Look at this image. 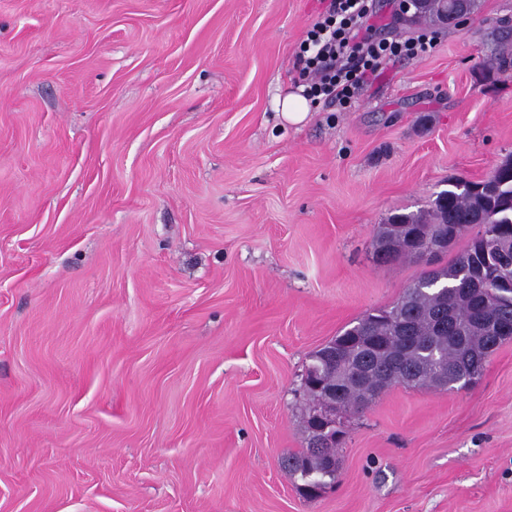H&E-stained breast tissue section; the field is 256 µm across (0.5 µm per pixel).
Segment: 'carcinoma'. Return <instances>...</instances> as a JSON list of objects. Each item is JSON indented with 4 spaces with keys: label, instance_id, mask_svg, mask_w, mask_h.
Wrapping results in <instances>:
<instances>
[{
    "label": "carcinoma",
    "instance_id": "carcinoma-1",
    "mask_svg": "<svg viewBox=\"0 0 512 512\" xmlns=\"http://www.w3.org/2000/svg\"><path fill=\"white\" fill-rule=\"evenodd\" d=\"M427 209L399 214L382 225L376 242L397 240L389 261L409 259L405 241L420 234L419 246L448 234V244L466 238L465 249L444 266L422 272L390 306L372 309L334 336L329 343L340 352L336 363L320 347L308 366L320 381L343 388L341 415L367 408L385 390L401 385L416 390H452L473 383L489 356L512 333V296H504L498 280L512 279V160L497 166L484 184L465 179L448 181ZM492 233L495 262L482 267L480 232ZM306 443L319 438L305 426ZM336 429L323 439L319 455L306 447L283 457L281 466L303 486L319 488L335 482L337 474L322 467L320 457H336L343 440Z\"/></svg>",
    "mask_w": 512,
    "mask_h": 512
}]
</instances>
